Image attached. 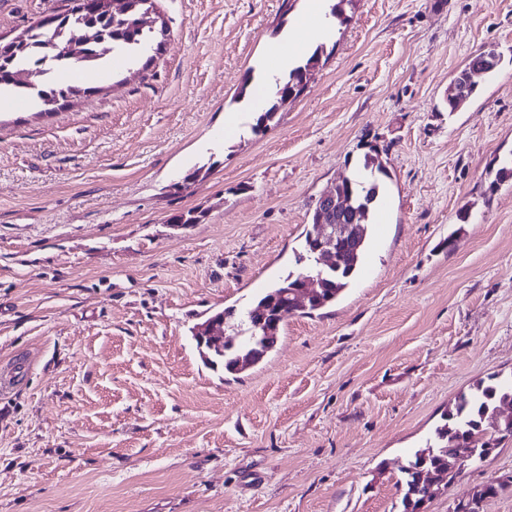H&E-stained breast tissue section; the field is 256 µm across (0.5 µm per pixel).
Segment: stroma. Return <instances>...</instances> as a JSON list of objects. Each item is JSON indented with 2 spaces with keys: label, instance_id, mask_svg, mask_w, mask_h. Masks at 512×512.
Returning <instances> with one entry per match:
<instances>
[{
  "label": "stroma",
  "instance_id": "stroma-1",
  "mask_svg": "<svg viewBox=\"0 0 512 512\" xmlns=\"http://www.w3.org/2000/svg\"><path fill=\"white\" fill-rule=\"evenodd\" d=\"M281 4L157 0L152 60L57 74L88 92L45 113L0 102V512H397L457 397L512 377V0H355L255 135L241 89L306 10ZM63 6L0 0V37ZM373 147L390 176L343 297L242 373L204 364L192 327L302 272L317 199ZM494 480L483 512H512V437L426 512ZM487 51L488 50L480 52V53L470 57L467 64L465 65V67L460 71V73L454 79H457V81L461 85H463L468 78L469 71L471 70L469 73V81L471 84H475L473 81V76L475 74H483V72H484L481 69H474V68L480 67V65L483 61V56H484V63H483L482 69H484V70L485 69H494V70H486L485 74L494 73L497 70L495 68H497L502 63V56L496 50L491 49L489 52H487ZM472 69H474V70H472Z\"/></svg>",
  "mask_w": 512,
  "mask_h": 512
}]
</instances>
